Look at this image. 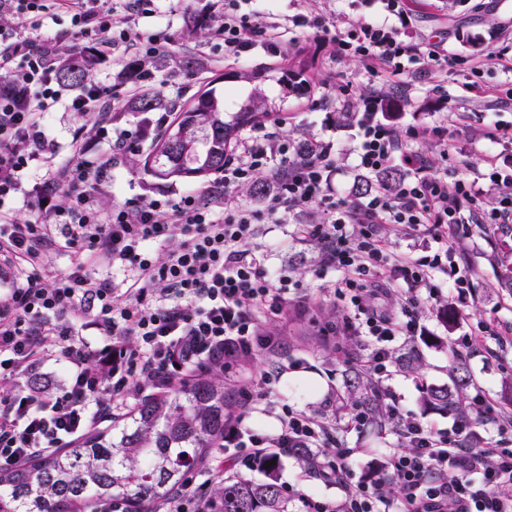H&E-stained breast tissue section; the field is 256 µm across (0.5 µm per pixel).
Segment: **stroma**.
I'll use <instances>...</instances> for the list:
<instances>
[{"mask_svg": "<svg viewBox=\"0 0 512 512\" xmlns=\"http://www.w3.org/2000/svg\"><path fill=\"white\" fill-rule=\"evenodd\" d=\"M411 23L403 29L404 40L425 39L443 43L446 60L440 67H428L414 73L408 84L387 87L386 92L397 111L390 122L398 128H425L436 120L447 123V146L421 140L416 147L426 153L435 171L447 172L449 181L468 176L478 181L488 199H496L506 188L491 181L492 171H512V140L492 142L483 139L484 130L493 125L512 126V107L506 106L501 88L512 84V73L505 67L512 59V0H408ZM317 11L336 18L381 17L379 0H277L274 12L284 16ZM202 15L205 24L190 34L183 23L187 13ZM222 14L220 0H162L156 13L138 17L143 29L168 31L180 51L182 67L170 71L163 62H155V87L161 90L172 110L191 102L197 93L216 89L224 94V109L238 111L254 89H261L269 107L288 113L290 119L280 130L282 136L300 142L320 138L333 142L338 153L336 190L350 196L357 172L355 153L359 144L357 127L341 122V85H364L368 75L358 60L340 61L329 56V46L314 36L289 29L288 49L278 58L257 55L237 60L214 54L205 69L197 67V47L207 36L208 24L218 22ZM256 73L255 82H247L243 73ZM90 116L58 108L49 120V134L58 146L57 159L69 161L71 141L81 129L91 128ZM148 146L127 156L110 174L112 199L118 203L143 197L176 196L198 188L194 179L161 180L148 174L144 160ZM483 210L464 211L466 232L452 247L461 253L474 282L473 296L458 303L447 286L434 295L423 296L421 333L401 338L398 355L413 358L416 371L395 366L384 382L386 393L394 395L403 413L445 430L451 415L428 407L426 388L449 385L450 354L458 336L468 334L475 345H491L497 331L512 327V292L500 288L498 276L502 263L512 264V235L496 224L483 221ZM320 211L309 208L286 224H265L262 239L267 246L266 265L272 271H284L298 281L309 302L291 307L288 317L273 316L262 325V332L279 343L277 353L257 351L239 365H229L223 373L227 390L248 376L277 372L271 400L296 409L319 414L326 395L345 392L347 380L357 362L369 360L371 349L365 343L345 336H328L327 324L337 322L340 305L322 300L321 292L334 279L333 270H320V251L301 243L296 237L298 225L320 222ZM448 306L455 313L454 325H446L438 311ZM476 393L492 398L499 419L512 418V405L504 400V385L512 382V347L503 346L500 358L475 355L466 360ZM346 446L356 449L352 466L357 477L370 480L382 468L387 454L401 448L395 426L369 427L360 432L341 434ZM279 481L299 512L300 494L336 499L340 491L309 475L305 459L282 457L277 471Z\"/></svg>", "mask_w": 512, "mask_h": 512, "instance_id": "obj_1", "label": "stroma"}]
</instances>
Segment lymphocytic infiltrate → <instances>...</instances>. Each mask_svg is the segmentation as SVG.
<instances>
[{"mask_svg": "<svg viewBox=\"0 0 512 512\" xmlns=\"http://www.w3.org/2000/svg\"><path fill=\"white\" fill-rule=\"evenodd\" d=\"M386 20H346L345 31L321 13H299L292 24L322 35L332 59L353 56L370 76L415 66H436L440 44L407 43L400 30L410 22L405 0H380ZM156 0H131L118 16L97 0H0V466L20 465L34 456L72 447L127 406L130 391L167 393L188 374L218 372L260 348L277 351L261 336L260 322L287 313L293 280L271 276L265 265L260 227L283 224L301 208L316 206L326 217L299 225L303 239L323 244L322 263L336 273L327 293L342 301V320L352 335L372 348V368L387 372L395 341L415 335L422 291L432 290L435 274L448 280L458 300L473 282L463 257L449 248L459 234L464 204H477V181L433 171L415 151L414 129L398 130L380 118L382 93L345 88V105L366 100L356 113L360 143L355 163L373 174L399 161L412 175L395 191L379 188L347 199L331 185L337 170L332 142L307 141L304 148L280 138L276 118L240 138L220 176L208 187L178 198L105 205L112 194L107 175L121 153L135 151L133 132L118 127L115 105L138 97L154 81L148 61L174 59L169 33L138 28L134 14L153 13ZM63 12L71 17L64 33L48 35L41 18ZM90 45L100 54L133 60L135 71H120L110 89L90 83L65 97L57 80L64 41ZM287 41L280 25L260 12L240 11L239 0H224V18L211 26L202 57L225 52L247 59L255 51L277 57ZM95 119L94 137L108 150L89 153L76 133L74 161H55L57 146L47 132L60 103ZM271 184L259 204L243 201L241 189L258 178ZM30 204L18 221L15 204ZM404 233L428 231L436 249L419 258L390 251L385 225ZM165 240L163 256L149 243ZM68 250L82 260L64 273L50 267V254ZM123 273L122 282L111 272ZM403 280L404 290L389 284ZM93 331L90 344L84 331ZM63 372L60 383H27L49 361ZM272 392L268 376L242 385L238 416L224 426L225 460L266 463L293 448L312 451L311 474L336 485L340 497H301L302 512H512V448L478 437L468 418L449 431L405 416L398 402L385 406L396 421L405 448L390 453L378 477L358 480L350 467L354 449L336 440L338 426L296 409L277 415V427L257 433L243 424ZM335 444L332 458L322 450Z\"/></svg>", "mask_w": 512, "mask_h": 512, "instance_id": "lymphocytic-infiltrate-1", "label": "lymphocytic infiltrate"}]
</instances>
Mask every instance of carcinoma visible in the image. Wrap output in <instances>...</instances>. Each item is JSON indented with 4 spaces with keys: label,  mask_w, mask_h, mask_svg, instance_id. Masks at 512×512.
<instances>
[{
    "label": "carcinoma",
    "mask_w": 512,
    "mask_h": 512,
    "mask_svg": "<svg viewBox=\"0 0 512 512\" xmlns=\"http://www.w3.org/2000/svg\"><path fill=\"white\" fill-rule=\"evenodd\" d=\"M93 61L70 58L59 70L61 83L84 84ZM261 95L238 112L224 111V95L215 90L198 94L183 107L167 129L152 140L146 171L169 179L205 178L224 169L231 144L244 127L260 119ZM168 108L159 95H145L137 111ZM399 170L388 167L375 179H360L355 195L380 184L393 188ZM453 387H431L426 402L433 408L462 414L471 378L466 365L452 370ZM354 402L378 412L376 387L354 373L348 380ZM229 394L224 380L202 375L167 394L145 397L121 416L123 427L99 429L73 448L40 455L31 462L0 468V512H83L105 497H119L124 512H160L166 495L185 486L186 475L201 465L224 435ZM275 467L267 479L255 482L230 475L213 485L209 498L214 512H290L288 496L278 483Z\"/></svg>",
    "instance_id": "obj_1"
}]
</instances>
